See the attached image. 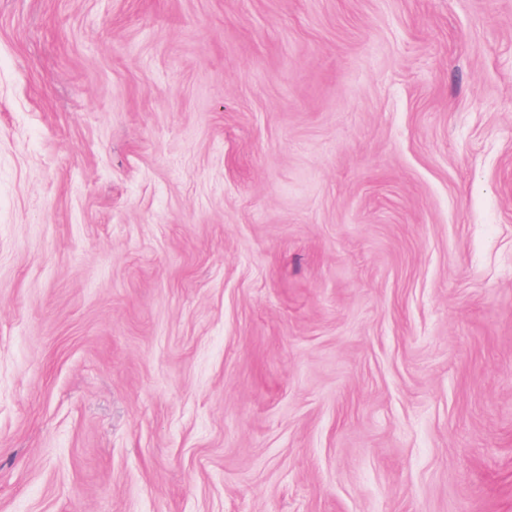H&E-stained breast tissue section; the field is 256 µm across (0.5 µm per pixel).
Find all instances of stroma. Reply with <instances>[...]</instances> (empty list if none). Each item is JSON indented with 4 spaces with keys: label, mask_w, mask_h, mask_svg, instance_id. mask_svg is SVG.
I'll list each match as a JSON object with an SVG mask.
<instances>
[{
    "label": "stroma",
    "mask_w": 512,
    "mask_h": 512,
    "mask_svg": "<svg viewBox=\"0 0 512 512\" xmlns=\"http://www.w3.org/2000/svg\"><path fill=\"white\" fill-rule=\"evenodd\" d=\"M0 512H512V0H0Z\"/></svg>",
    "instance_id": "1"
}]
</instances>
